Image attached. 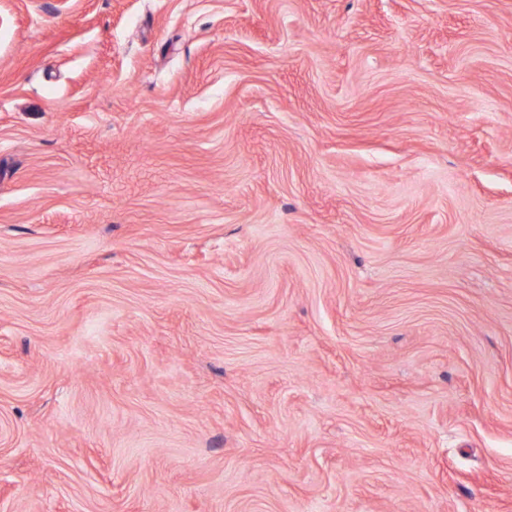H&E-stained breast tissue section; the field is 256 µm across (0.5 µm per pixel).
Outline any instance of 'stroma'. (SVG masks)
<instances>
[{
  "mask_svg": "<svg viewBox=\"0 0 512 512\" xmlns=\"http://www.w3.org/2000/svg\"><path fill=\"white\" fill-rule=\"evenodd\" d=\"M0 512H512V0H0Z\"/></svg>",
  "mask_w": 512,
  "mask_h": 512,
  "instance_id": "1",
  "label": "stroma"
}]
</instances>
